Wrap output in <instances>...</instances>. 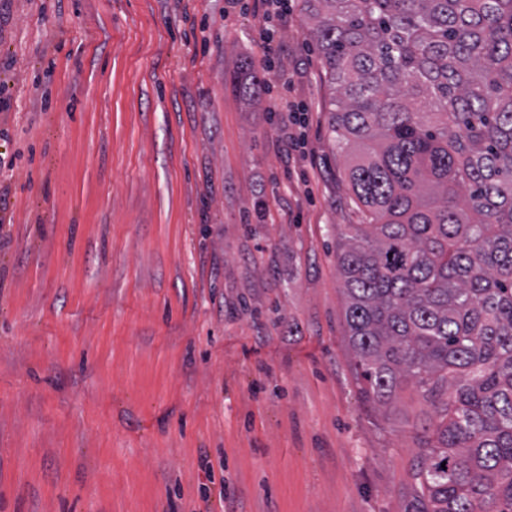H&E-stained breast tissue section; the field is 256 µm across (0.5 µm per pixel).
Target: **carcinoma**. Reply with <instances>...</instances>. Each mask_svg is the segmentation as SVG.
I'll return each mask as SVG.
<instances>
[{"instance_id": "carcinoma-1", "label": "carcinoma", "mask_w": 512, "mask_h": 512, "mask_svg": "<svg viewBox=\"0 0 512 512\" xmlns=\"http://www.w3.org/2000/svg\"><path fill=\"white\" fill-rule=\"evenodd\" d=\"M351 153L346 340L365 400L412 386V512H512V0H304Z\"/></svg>"}]
</instances>
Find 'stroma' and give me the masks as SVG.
Returning a JSON list of instances; mask_svg holds the SVG:
<instances>
[{
    "instance_id": "35a3bbf8",
    "label": "stroma",
    "mask_w": 512,
    "mask_h": 512,
    "mask_svg": "<svg viewBox=\"0 0 512 512\" xmlns=\"http://www.w3.org/2000/svg\"><path fill=\"white\" fill-rule=\"evenodd\" d=\"M250 2L0 0V512H408L438 416L360 394L332 88Z\"/></svg>"
}]
</instances>
